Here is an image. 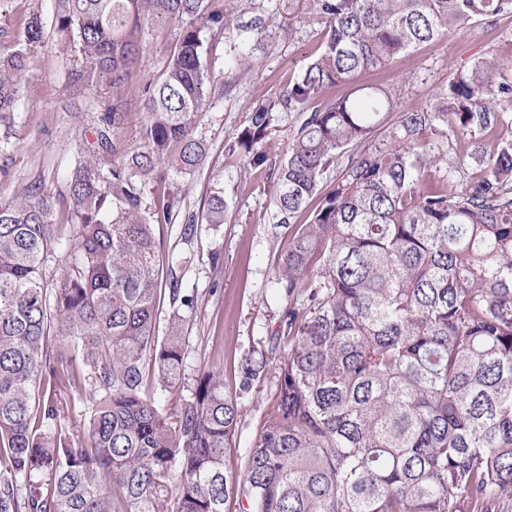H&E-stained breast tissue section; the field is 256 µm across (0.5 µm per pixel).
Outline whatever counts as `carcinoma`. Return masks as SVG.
Instances as JSON below:
<instances>
[{
	"label": "carcinoma",
	"instance_id": "cac0c4a2",
	"mask_svg": "<svg viewBox=\"0 0 512 512\" xmlns=\"http://www.w3.org/2000/svg\"><path fill=\"white\" fill-rule=\"evenodd\" d=\"M324 24L301 73L257 94L234 153L269 183V221L288 230L275 284L288 300L277 344L243 353L235 392L203 368L171 415L156 403L184 376V312L198 309L154 226L179 215L173 171L193 174L207 145L193 134L210 96L258 64L257 52L299 28L271 24L294 0H54L70 88L110 76L112 102L141 84L140 139L127 113H103L84 143L68 196L35 186L0 204V512H512V140L459 152L448 130L475 137L512 113V78L495 57L455 72L436 102L402 112L392 87L336 97L383 68L475 22L512 14V0H307ZM187 17L162 74L140 77L155 18ZM248 20H243V17ZM0 22V128H10L29 51ZM224 42V82L210 70ZM278 112L298 116L278 159L256 145ZM156 183L153 205L145 187ZM76 226L53 219L57 207ZM224 188L195 226L224 223ZM66 241L73 261L47 280ZM171 313L155 335L162 294ZM154 366L153 378L145 362ZM270 382L255 443H233L241 396ZM91 405L66 428L61 396ZM236 453L239 473L225 468ZM179 474L177 491L171 490Z\"/></svg>",
	"mask_w": 512,
	"mask_h": 512
}]
</instances>
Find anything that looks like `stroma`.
I'll return each instance as SVG.
<instances>
[{
  "mask_svg": "<svg viewBox=\"0 0 512 512\" xmlns=\"http://www.w3.org/2000/svg\"><path fill=\"white\" fill-rule=\"evenodd\" d=\"M33 13L42 18L44 38L31 52L13 123L8 133L0 135V203L15 200L35 184L54 196L67 195L79 145L92 140L100 114L112 106L107 75L97 76L77 93L67 90L75 63L72 53L61 49L53 0H0V15L15 26H22ZM185 24L184 18L171 16L150 26L148 48L139 64L145 76L161 74ZM322 29L312 19L301 23L294 41L268 49L232 94L214 98L195 123L196 136L208 145L206 162L201 171L175 177L174 183L183 192L184 209L194 213L205 208L213 185L222 184L228 212L218 227L199 225L187 244L181 239L182 219L155 229L160 255L190 254V263L176 273L183 288L199 300L185 325L182 397H189L195 376L210 365L223 367L225 381L233 382L240 355L277 334L287 300L273 280L280 238L268 219L270 199L263 188L241 185L240 174L249 157L229 154L226 146L244 127L258 93L277 92L299 74L314 53ZM489 56L512 67V14L501 17L492 29L479 23L454 29L447 38L401 56L387 68L357 74L351 83L336 86L335 93L340 96L383 82L392 87L400 111L410 112L432 104L434 91L450 74L469 70L475 61ZM216 252L224 258L218 269L211 264ZM272 393L266 383L244 396L243 419L234 439L237 447L254 443Z\"/></svg>",
  "mask_w": 512,
  "mask_h": 512,
  "instance_id": "stroma-1",
  "label": "stroma"
}]
</instances>
